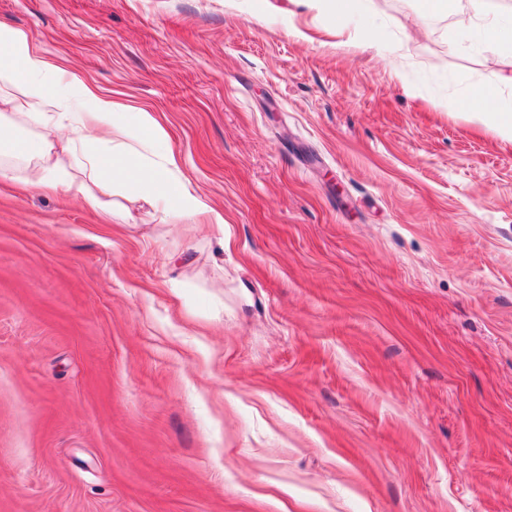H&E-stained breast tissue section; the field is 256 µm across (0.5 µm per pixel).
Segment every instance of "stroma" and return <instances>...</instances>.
Returning a JSON list of instances; mask_svg holds the SVG:
<instances>
[{
	"instance_id": "35a3bbf8",
	"label": "stroma",
	"mask_w": 512,
	"mask_h": 512,
	"mask_svg": "<svg viewBox=\"0 0 512 512\" xmlns=\"http://www.w3.org/2000/svg\"><path fill=\"white\" fill-rule=\"evenodd\" d=\"M419 0H0L224 225L0 181V512H512V52ZM512 88V71L501 74L496 86L482 85L466 92L460 107L483 125L490 128L502 141L512 143V98L502 96V88Z\"/></svg>"
}]
</instances>
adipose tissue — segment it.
Listing matches in <instances>:
<instances>
[{
    "label": "adipose tissue",
    "instance_id": "1",
    "mask_svg": "<svg viewBox=\"0 0 512 512\" xmlns=\"http://www.w3.org/2000/svg\"><path fill=\"white\" fill-rule=\"evenodd\" d=\"M460 28L512 44L489 0H469ZM512 72L460 101L502 141L512 143ZM0 178L63 191L95 211L135 199L194 224H223L224 212L179 177L168 134L153 113L122 102L49 62L28 35L0 22Z\"/></svg>",
    "mask_w": 512,
    "mask_h": 512
}]
</instances>
